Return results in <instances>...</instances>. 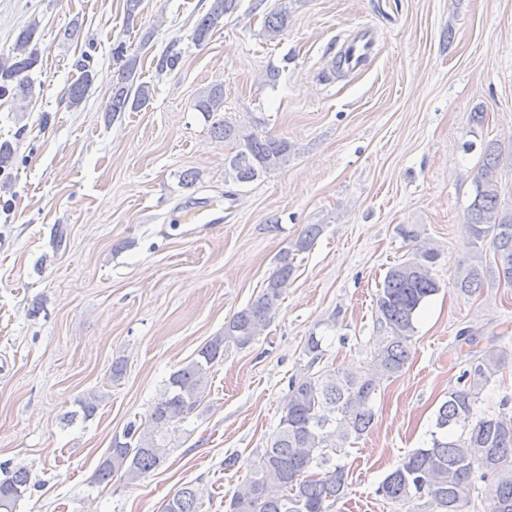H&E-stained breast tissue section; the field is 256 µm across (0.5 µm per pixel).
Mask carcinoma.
Returning <instances> with one entry per match:
<instances>
[{
    "instance_id": "1",
    "label": "carcinoma",
    "mask_w": 512,
    "mask_h": 512,
    "mask_svg": "<svg viewBox=\"0 0 512 512\" xmlns=\"http://www.w3.org/2000/svg\"><path fill=\"white\" fill-rule=\"evenodd\" d=\"M237 0H213L193 30V41L209 43L222 28L224 15L234 11ZM288 5L283 3L263 17V32L271 41L288 25ZM40 34L30 25L17 37L13 51L0 53V99H24L32 90V73L39 62ZM117 66L112 95L105 111L137 112L150 101V88L134 84L138 56L128 54L126 43L112 47ZM83 76L66 91L69 105L79 106L93 81L90 56L81 64ZM194 109L212 119L214 138L232 145L234 152L224 159V174L236 184L250 183L288 162L291 145L287 139L260 134L224 116V89L212 87L195 100ZM484 167L474 182L469 205V245H484L494 254V278L512 286V209L500 206L499 188L492 172L502 160L495 144L484 150ZM322 233V225L309 224L283 251L278 267L263 289L241 311L224 324V332L212 337L197 358L174 371L166 388L149 410L143 426L131 424L115 436L108 456L100 464L95 480L104 483L113 474L134 482L162 462L164 448L154 434L184 421L204 400L207 373L224 359L230 345L244 348L266 327L269 314L281 300L294 271L295 254L308 251ZM437 250L423 246L414 257L390 267L376 294L379 322L389 336L376 350L378 372H340L315 369L324 357L321 340L311 335L304 345L310 357L302 372L289 378L287 401L276 428L248 465L240 488L225 502V512H329L343 498L347 472L339 463L346 445L367 435L374 426L373 397L382 378L400 373L408 362V342L415 320L425 301L439 291L430 265ZM484 272L470 266L457 281L466 294L482 288ZM509 353L476 357L467 365L459 386L448 391L438 408L436 431L431 446L408 453L389 472L377 494L392 503L425 499L421 512H462L476 491L475 481L492 478L488 491L489 512H512V416L506 413L476 417L475 409L483 391L500 372ZM101 396L89 393L79 400L83 419L93 417ZM31 473L24 467L0 480V512H14L30 487ZM202 494L189 484L176 490L163 512H200Z\"/></svg>"
}]
</instances>
